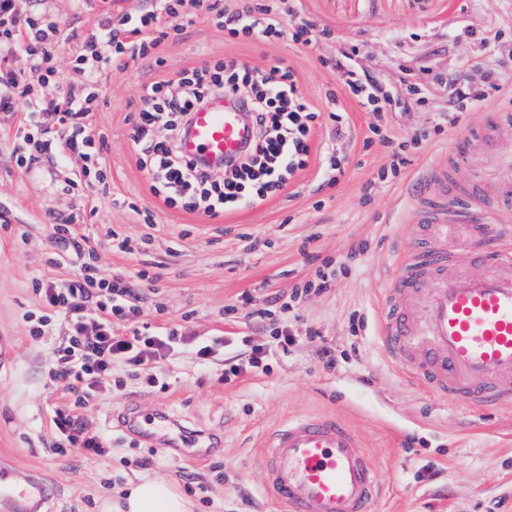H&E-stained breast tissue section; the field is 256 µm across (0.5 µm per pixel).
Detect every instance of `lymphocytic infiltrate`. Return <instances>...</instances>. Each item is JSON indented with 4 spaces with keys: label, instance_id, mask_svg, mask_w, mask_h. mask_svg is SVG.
I'll return each instance as SVG.
<instances>
[{
    "label": "lymphocytic infiltrate",
    "instance_id": "1",
    "mask_svg": "<svg viewBox=\"0 0 512 512\" xmlns=\"http://www.w3.org/2000/svg\"><path fill=\"white\" fill-rule=\"evenodd\" d=\"M200 11L233 40L286 39L310 46L328 35L327 29L317 28L298 15L295 0H280L275 10L264 0H237L235 10L230 12L220 8L219 0H161L159 9L143 15L139 26L122 31L106 20L86 35L74 50L75 78L61 79L59 95L46 99L33 95L31 81L55 75L59 28L47 16L26 18L15 21L12 30L0 33V45L21 52L29 62L28 75L0 73V85L7 89L0 95V111H23L30 128L24 141L34 143L37 152L53 158L57 166H67L72 157L78 156L84 161L83 174L102 169L107 141L94 129V112L103 74L125 69L130 60L155 57L162 40L177 38L184 20ZM357 53L353 46L329 61L339 90L327 112L303 95L292 69L248 67L233 58L192 68L175 82L152 83L143 97L131 138L137 162L149 172L155 193L166 205L180 203L213 218L260 205L308 168L317 130L332 126L338 139L347 135L343 107L347 99L379 116V123L369 126L364 145L381 147L386 158L376 183H392L404 178L412 156L460 125L469 112L499 95L512 79V70L501 71L480 89L459 78L449 80L447 111L435 113L430 125L412 135L401 136L394 133L387 117L406 111L409 104H426L425 85L405 82L399 89L384 90L375 77L355 64ZM216 92L242 97L256 130L249 152L225 166L220 180L184 159L177 149L190 112ZM54 230L60 240L76 242L80 270L67 280H33L32 291L44 311L29 316L28 333L33 338L51 337L55 343L47 383L52 387L63 385L65 397L52 417L57 451L80 448L100 455L111 447V434L91 427L83 411L98 391L111 389L114 370L132 372L150 386L166 389L157 371L188 345L203 363L221 359L225 380L247 370L266 373L263 348L250 346L244 336L236 337L234 342L248 347V354L227 358L223 351L229 342L220 336H186L176 327L124 326V319L142 313V293L122 281L98 275L91 264L94 249L78 241L73 219H62Z\"/></svg>",
    "mask_w": 512,
    "mask_h": 512
}]
</instances>
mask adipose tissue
Returning a JSON list of instances; mask_svg holds the SVG:
<instances>
[{"label": "adipose tissue", "instance_id": "adipose-tissue-1", "mask_svg": "<svg viewBox=\"0 0 512 512\" xmlns=\"http://www.w3.org/2000/svg\"><path fill=\"white\" fill-rule=\"evenodd\" d=\"M191 507L179 488L165 479L128 484L102 503L103 512H191Z\"/></svg>", "mask_w": 512, "mask_h": 512}]
</instances>
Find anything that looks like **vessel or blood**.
Returning <instances> with one entry per match:
<instances>
[{
	"instance_id": "obj_1",
	"label": "vessel or blood",
	"mask_w": 512,
	"mask_h": 512,
	"mask_svg": "<svg viewBox=\"0 0 512 512\" xmlns=\"http://www.w3.org/2000/svg\"><path fill=\"white\" fill-rule=\"evenodd\" d=\"M254 138L250 113L220 95L192 112L179 149L215 171L242 157ZM498 178L479 193L455 194L448 177L475 168L487 147ZM425 246L400 251L377 306L381 346L399 373L473 415L512 408V117L465 132L463 147L429 165L412 199ZM482 266L474 275L468 268ZM121 429L153 447L210 448L214 437L167 410L128 405ZM267 492L286 512H371L383 480L347 420L338 415L285 419L263 448ZM42 482L0 462V512H39Z\"/></svg>"
}]
</instances>
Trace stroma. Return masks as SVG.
<instances>
[{
  "mask_svg": "<svg viewBox=\"0 0 512 512\" xmlns=\"http://www.w3.org/2000/svg\"><path fill=\"white\" fill-rule=\"evenodd\" d=\"M13 7L19 19L42 14L57 20L55 66L70 77L74 47L104 18L117 27L133 24L159 4L13 0ZM298 7L331 36L311 47L232 41L200 13L178 40L161 43L158 59L106 73L94 115L107 139L105 183L61 192L73 168L81 167L78 158L69 169L23 171L12 152L23 115L0 112V330L19 339L15 370L0 377V457L38 474L52 491L48 512H100L104 499L142 478L175 480L192 512H280L262 490L259 446L278 422L304 413L346 417L359 433L386 484L374 512H512V410L467 417L450 399L408 384L376 340V306L393 259L419 234L412 195L426 167L459 148L460 133L428 145L403 182L376 186L372 180L384 158L363 148L375 116L346 102L349 164L338 184L318 186V149L328 136L323 129L314 137L308 168L294 181L260 206L214 219L167 206L136 162L130 132L145 89L178 80L208 60L290 67L307 99L323 110L325 91L337 82L322 62L353 45L359 65L394 86L454 71L479 85L485 69L512 64V0H300ZM116 197L128 199V206H113ZM144 209L153 212L154 223H144ZM71 215L82 220L79 232L94 247L101 276L123 277L136 288L138 271L156 274L139 323L176 326L188 336L249 337L263 344L270 373H246L227 383L187 349L167 362L163 391L113 373L111 393L84 411L91 425L112 431L108 454L54 453L50 407L57 396L45 384L52 343L30 339L26 320L40 308L32 279L65 280L79 271L76 256L62 253L52 229L54 218ZM112 230L132 242L133 253L113 249ZM358 246L365 249L358 266L289 311L295 344L281 355L269 322L253 318L254 309L266 307L271 296L288 301L319 264L340 265ZM326 346L336 350L335 368L321 361ZM131 402L146 412L166 406L190 428L223 434L224 445L200 457L189 448L164 450L153 466L139 468V451L117 422Z\"/></svg>",
  "mask_w": 512,
  "mask_h": 512,
  "instance_id": "stroma-1",
  "label": "stroma"
}]
</instances>
